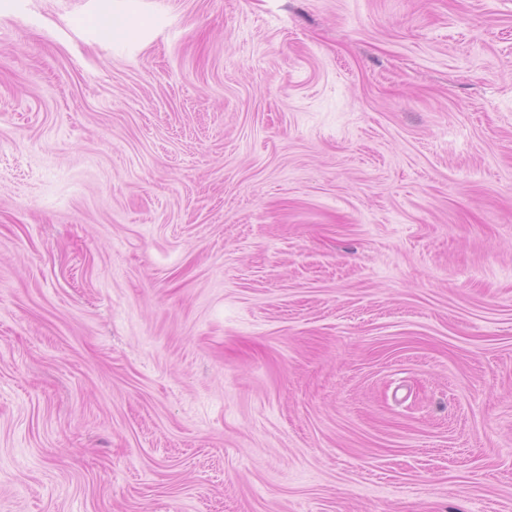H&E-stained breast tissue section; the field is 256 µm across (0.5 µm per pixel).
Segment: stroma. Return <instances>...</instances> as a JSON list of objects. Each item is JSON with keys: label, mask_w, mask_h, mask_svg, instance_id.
Masks as SVG:
<instances>
[{"label": "stroma", "mask_w": 512, "mask_h": 512, "mask_svg": "<svg viewBox=\"0 0 512 512\" xmlns=\"http://www.w3.org/2000/svg\"><path fill=\"white\" fill-rule=\"evenodd\" d=\"M0 512H512V0H0Z\"/></svg>", "instance_id": "stroma-1"}]
</instances>
